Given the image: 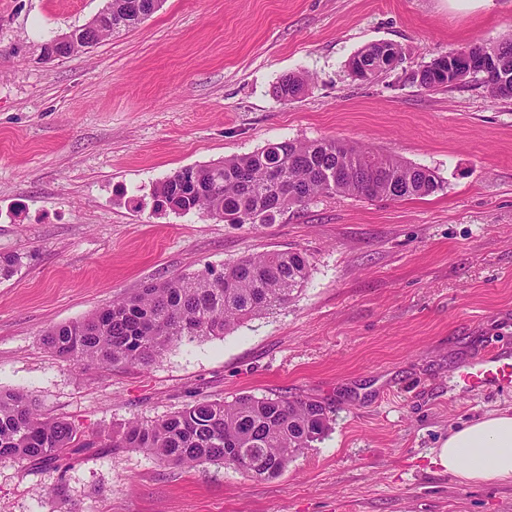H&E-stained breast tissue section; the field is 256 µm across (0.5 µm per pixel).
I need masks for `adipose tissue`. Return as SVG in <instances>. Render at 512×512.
Listing matches in <instances>:
<instances>
[{"label": "adipose tissue", "instance_id": "obj_1", "mask_svg": "<svg viewBox=\"0 0 512 512\" xmlns=\"http://www.w3.org/2000/svg\"><path fill=\"white\" fill-rule=\"evenodd\" d=\"M438 459L463 483L512 485V412H496L456 427L439 448Z\"/></svg>", "mask_w": 512, "mask_h": 512}]
</instances>
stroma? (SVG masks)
<instances>
[{"instance_id": "1", "label": "stroma", "mask_w": 512, "mask_h": 512, "mask_svg": "<svg viewBox=\"0 0 512 512\" xmlns=\"http://www.w3.org/2000/svg\"><path fill=\"white\" fill-rule=\"evenodd\" d=\"M106 0H0V390L37 396L86 436L242 394L314 399L331 428L273 479L126 449L0 461V512H512L436 460L451 427L512 408L460 371L512 349V98L428 91L412 72L512 30V0H164L67 58L43 46ZM402 60L367 83L349 58ZM293 72L305 92L274 87ZM338 136L431 169L402 201L320 196L271 224L158 210L174 172L271 142ZM298 250L310 277L281 311L171 345L147 368L77 367L42 343L148 281ZM62 487L63 498L52 495ZM308 81V75L304 73L288 74L277 82L276 94L285 101L294 100L305 91Z\"/></svg>"}]
</instances>
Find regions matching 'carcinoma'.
<instances>
[{
    "instance_id": "1",
    "label": "carcinoma",
    "mask_w": 512,
    "mask_h": 512,
    "mask_svg": "<svg viewBox=\"0 0 512 512\" xmlns=\"http://www.w3.org/2000/svg\"><path fill=\"white\" fill-rule=\"evenodd\" d=\"M140 23L112 0V29ZM502 64L499 73L477 74L492 98H512V35L474 45ZM382 55L372 43L349 64L369 65ZM425 90L447 87L433 68L413 76ZM308 75L282 77L276 94L291 101L308 86ZM441 188L434 171L337 137L288 139L242 157L183 168L158 182L157 206L179 214L206 213L227 224H272L292 206L317 196L405 200ZM310 276L307 256L273 251L243 256L220 267L207 264L189 275L151 281L136 293L82 319L44 331L43 344L77 366H148L174 342L222 336L260 315L273 313L294 298ZM329 408L311 399L243 394L234 401H199L155 421L135 420L112 438L86 437L63 419L42 416L37 399L24 391L0 390V460L23 458L53 462L68 448H131L186 468L222 462L248 476H279L288 463L328 430Z\"/></svg>"
}]
</instances>
